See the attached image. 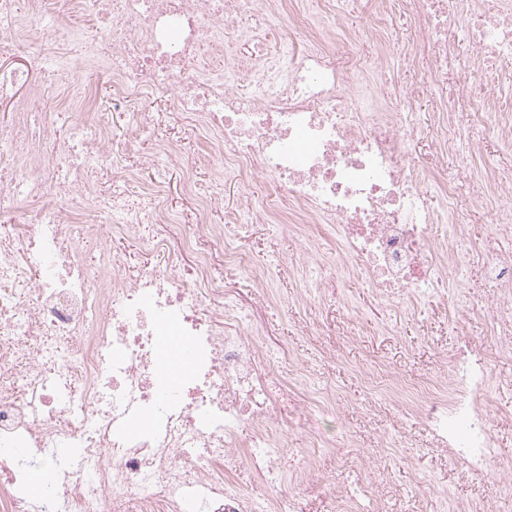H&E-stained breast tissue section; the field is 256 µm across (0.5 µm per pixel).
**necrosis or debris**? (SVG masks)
<instances>
[{"instance_id":"1","label":"necrosis or debris","mask_w":512,"mask_h":512,"mask_svg":"<svg viewBox=\"0 0 512 512\" xmlns=\"http://www.w3.org/2000/svg\"><path fill=\"white\" fill-rule=\"evenodd\" d=\"M331 0H0V51L15 63L0 69V512H305L315 497L318 458L332 443L321 417L329 389L298 396L271 367V343L261 325L224 300L207 254L192 280L182 276V249L227 238L211 221L222 203L202 202L195 222L180 224L164 198V183L137 182L128 163L133 140L156 126L140 100L164 97L192 119L217 157V180L259 179L266 198L249 204L252 223H268L286 204L297 217L289 232L310 225L336 231L348 269L365 276L383 300L420 299L447 290L456 269L473 266L500 292L498 304L460 293L461 309L491 327L512 320V207L497 210L494 232L475 242L451 212L448 232L421 189L422 157L414 153L410 112L425 84L438 105L428 148L455 151L461 113H493L492 136L512 146V100L495 85L512 64V0H490L475 12L470 0H381L384 13L417 21L414 35L428 56L422 80L389 112L363 104L357 54L336 37L342 13ZM288 14L294 27L317 29L301 52L263 51L270 19ZM464 16L481 67L475 86L447 83L460 55L449 18ZM55 26L42 36L43 19ZM91 22L84 63H110L112 92L97 112L122 109L133 118L123 138L107 122H83L60 148L46 89L57 75L62 44L56 27ZM110 188H103V180ZM138 185L137 199L128 189ZM90 201L98 224L71 205ZM154 234L156 264L130 269L113 250L120 239ZM179 239L181 250L170 247ZM97 254L88 257L85 242ZM226 245L224 266L242 265ZM164 336L189 348L187 372L158 385L156 351ZM490 355L461 344L449 378L403 388L395 402L425 425L443 448L471 469L496 461L480 399ZM303 430L301 466L285 473L283 433ZM58 473L39 496L35 468ZM346 483L333 489L342 512H373L371 476L347 462ZM237 488L225 492L226 480Z\"/></svg>"}]
</instances>
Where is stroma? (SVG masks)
<instances>
[{
    "mask_svg": "<svg viewBox=\"0 0 512 512\" xmlns=\"http://www.w3.org/2000/svg\"><path fill=\"white\" fill-rule=\"evenodd\" d=\"M338 4L346 10V30L355 37L362 60L381 64L387 74L388 92L379 98V105L397 111L405 85L418 75L411 60L423 54L413 35V19L385 18L391 42L379 55L363 33L379 15L380 0H358L353 7L348 0ZM144 109L162 114L161 134L196 162L189 191L181 168L166 158L140 171L141 181L165 180L167 204L181 223H194L198 205L216 193L222 194L223 206L213 212L214 223H223L226 212L242 210L245 188L214 180L217 159L196 128L163 99L145 101ZM462 126L455 155L427 156L422 188L436 211L450 204L464 214L473 239L481 241L493 231L496 204L477 200L474 183L490 171L512 167V149L492 145L485 117L463 118ZM466 162L473 178L458 180V169ZM445 179L454 182V196L446 195L441 185ZM290 221L291 212L284 208L274 222L250 225L238 240L246 263L235 271L224 268L223 244L205 241L201 247L223 275L226 287L238 291L245 309L264 322L273 347L294 352V361L273 360L275 370L299 392L327 386L334 390L328 424L336 434V447L323 456L318 483L330 490L345 481L337 459L357 455L371 473L373 496L384 512H454L462 501L493 507L512 502V481L504 473L492 466L479 473L471 471L416 420L395 408L383 389L369 384L379 374L407 384L447 376L450 355L462 339L493 349L499 340L512 337V323L493 335L484 319L464 315L450 297L415 310L380 300L363 276L343 266L336 235L320 224L313 227L315 258L305 267H296L294 260L302 253L304 241L288 233ZM324 263L333 266V277H323L320 266ZM491 368V381L484 391L488 429L497 458L512 460V353L496 356Z\"/></svg>",
    "mask_w": 512,
    "mask_h": 512,
    "instance_id": "obj_1",
    "label": "stroma"
}]
</instances>
